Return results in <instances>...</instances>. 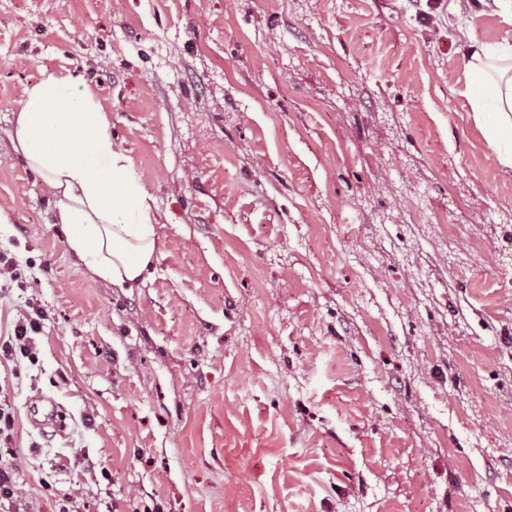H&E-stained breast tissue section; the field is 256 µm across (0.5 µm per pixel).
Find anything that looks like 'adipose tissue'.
Wrapping results in <instances>:
<instances>
[{"instance_id":"obj_1","label":"adipose tissue","mask_w":512,"mask_h":512,"mask_svg":"<svg viewBox=\"0 0 512 512\" xmlns=\"http://www.w3.org/2000/svg\"><path fill=\"white\" fill-rule=\"evenodd\" d=\"M467 96L499 164L512 168V45L468 42ZM16 148L51 191L70 249L117 287L145 280L156 258L155 218L128 158L112 147L102 112L82 76L49 75L25 91Z\"/></svg>"}]
</instances>
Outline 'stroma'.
<instances>
[{"mask_svg":"<svg viewBox=\"0 0 512 512\" xmlns=\"http://www.w3.org/2000/svg\"><path fill=\"white\" fill-rule=\"evenodd\" d=\"M483 0H0V360L29 512H512V169L466 96ZM82 75L159 252L87 272L15 148ZM62 432L35 425L47 402ZM26 268H28V263H25V266L21 264L16 258L8 257L6 253L0 254V288L2 294V288L8 290V288H12L14 284H16L17 288H29L28 277L26 274ZM2 280L4 282L2 286ZM45 314L33 298L25 301L14 326L13 336L1 339L0 356L5 360L15 361L19 366L23 363L36 365L38 354L31 334L39 333Z\"/></svg>","mask_w":512,"mask_h":512,"instance_id":"35a3bbf8","label":"stroma"}]
</instances>
